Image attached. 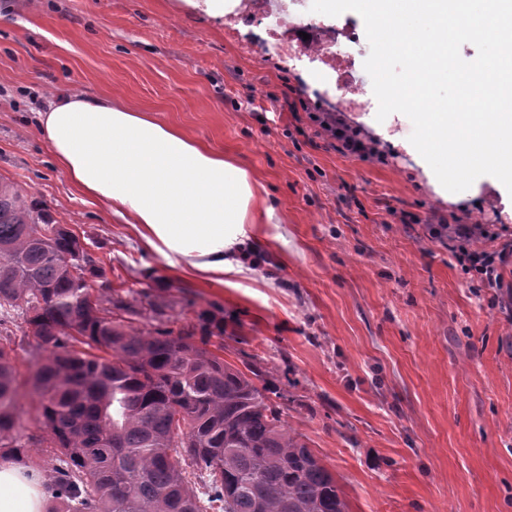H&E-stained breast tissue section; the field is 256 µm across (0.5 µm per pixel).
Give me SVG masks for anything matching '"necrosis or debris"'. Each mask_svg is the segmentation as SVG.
Listing matches in <instances>:
<instances>
[{"mask_svg": "<svg viewBox=\"0 0 512 512\" xmlns=\"http://www.w3.org/2000/svg\"><path fill=\"white\" fill-rule=\"evenodd\" d=\"M312 0H236L224 18V29L237 37L240 27L261 32L263 46L273 47L284 58L311 65L318 80L330 83L338 103L346 110L377 112L378 103L368 85L354 75L356 55L365 48L348 24H327L311 12ZM306 30L308 39L298 38Z\"/></svg>", "mask_w": 512, "mask_h": 512, "instance_id": "1", "label": "necrosis or debris"}]
</instances>
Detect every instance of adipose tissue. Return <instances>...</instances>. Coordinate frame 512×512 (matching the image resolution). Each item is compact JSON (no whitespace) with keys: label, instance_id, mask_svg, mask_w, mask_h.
Masks as SVG:
<instances>
[{"label":"adipose tissue","instance_id":"1","mask_svg":"<svg viewBox=\"0 0 512 512\" xmlns=\"http://www.w3.org/2000/svg\"><path fill=\"white\" fill-rule=\"evenodd\" d=\"M39 126L77 187L138 224L169 266L235 272L255 199L244 168L108 97L58 95ZM44 498L36 475L0 462V512H43Z\"/></svg>","mask_w":512,"mask_h":512}]
</instances>
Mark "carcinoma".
Segmentation results:
<instances>
[{
	"instance_id": "cac0c4a2",
	"label": "carcinoma",
	"mask_w": 512,
	"mask_h": 512,
	"mask_svg": "<svg viewBox=\"0 0 512 512\" xmlns=\"http://www.w3.org/2000/svg\"><path fill=\"white\" fill-rule=\"evenodd\" d=\"M103 276L78 235L0 181V461L51 449L48 512H349L262 371L212 346L224 319L144 331L134 303L92 299L87 280ZM16 316L45 352L34 375L45 434L25 442L4 328ZM198 472L204 500L191 486Z\"/></svg>"
}]
</instances>
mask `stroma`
Returning a JSON list of instances; mask_svg holds the SVG:
<instances>
[{"instance_id": "stroma-1", "label": "stroma", "mask_w": 512, "mask_h": 512, "mask_svg": "<svg viewBox=\"0 0 512 512\" xmlns=\"http://www.w3.org/2000/svg\"><path fill=\"white\" fill-rule=\"evenodd\" d=\"M69 90L119 98L248 171L256 222L238 272H177L76 188L38 129ZM333 111L373 156L319 135L311 114ZM1 177L80 236L105 270L94 296L134 291L135 326L222 318L224 359L266 371L349 512H512V263L484 287L431 234L484 224L512 240V216L488 186L443 199L308 64L242 54L222 20L178 0H0ZM9 328L19 432L37 436L35 342L21 320Z\"/></svg>"}]
</instances>
